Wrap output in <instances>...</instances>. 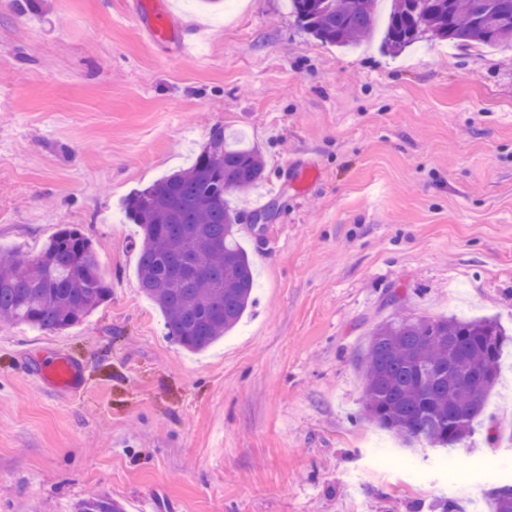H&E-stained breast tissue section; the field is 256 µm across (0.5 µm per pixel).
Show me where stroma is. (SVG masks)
<instances>
[{
	"mask_svg": "<svg viewBox=\"0 0 512 512\" xmlns=\"http://www.w3.org/2000/svg\"><path fill=\"white\" fill-rule=\"evenodd\" d=\"M0 0V246L58 228L98 250L111 299L62 332L0 321V512H429L512 483V343L469 440L406 445L362 414L361 356L393 310L512 335V50L354 49L289 0ZM265 162L230 208L257 280L200 353L168 337L137 274L126 197L184 169L214 125ZM317 176L296 185L294 173ZM58 352L83 386L38 384ZM70 512H126V506L119 499L98 493L76 500Z\"/></svg>",
	"mask_w": 512,
	"mask_h": 512,
	"instance_id": "stroma-1",
	"label": "stroma"
}]
</instances>
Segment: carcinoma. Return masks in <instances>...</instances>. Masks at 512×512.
I'll return each mask as SVG.
<instances>
[{
	"instance_id": "obj_1",
	"label": "carcinoma",
	"mask_w": 512,
	"mask_h": 512,
	"mask_svg": "<svg viewBox=\"0 0 512 512\" xmlns=\"http://www.w3.org/2000/svg\"><path fill=\"white\" fill-rule=\"evenodd\" d=\"M302 28L316 39L355 45L377 25L375 0H290ZM512 47V0H393L384 33L399 53L421 42ZM252 148L228 142L224 126L189 168L131 193L125 215L139 226L138 282L161 311L167 336L191 352L209 348L254 302L255 279L240 247L242 212L227 197L263 181ZM111 296L92 242L64 226L30 258L0 251V318L64 331ZM508 341L493 319H412L398 312L379 324L362 358L363 414L407 443L455 448L467 442L496 384ZM494 512H512V485L490 490ZM70 512H126L104 493L76 500Z\"/></svg>"
}]
</instances>
